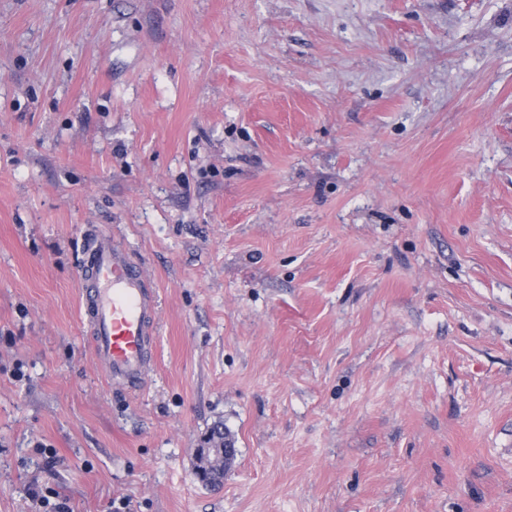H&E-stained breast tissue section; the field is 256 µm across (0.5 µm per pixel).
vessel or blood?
Returning a JSON list of instances; mask_svg holds the SVG:
<instances>
[{
  "instance_id": "b4317fda",
  "label": "vessel or blood",
  "mask_w": 512,
  "mask_h": 512,
  "mask_svg": "<svg viewBox=\"0 0 512 512\" xmlns=\"http://www.w3.org/2000/svg\"><path fill=\"white\" fill-rule=\"evenodd\" d=\"M80 288L97 362L113 384L140 388L157 330L153 282L124 247L104 234L86 253Z\"/></svg>"
}]
</instances>
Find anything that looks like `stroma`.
I'll return each mask as SVG.
<instances>
[{"label":"stroma","mask_w":512,"mask_h":512,"mask_svg":"<svg viewBox=\"0 0 512 512\" xmlns=\"http://www.w3.org/2000/svg\"><path fill=\"white\" fill-rule=\"evenodd\" d=\"M99 230L159 289L136 393ZM52 491L512 512V0H0V512ZM80 288L96 361L113 384L140 388L157 330L153 282L124 247L103 234L86 252ZM207 446L198 448L197 460L198 465L195 469V475L200 482H205L215 475L214 468L217 466L218 460L224 457V472L232 465L235 455V448L224 447L218 445L214 441H208Z\"/></svg>","instance_id":"35a3bbf8"}]
</instances>
